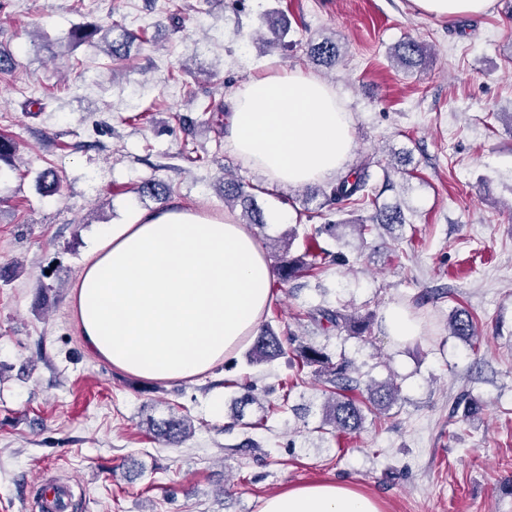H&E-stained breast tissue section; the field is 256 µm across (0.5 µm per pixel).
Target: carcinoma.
<instances>
[{"mask_svg":"<svg viewBox=\"0 0 512 512\" xmlns=\"http://www.w3.org/2000/svg\"><path fill=\"white\" fill-rule=\"evenodd\" d=\"M110 29L100 24H87L77 26L71 31L70 46L86 45L97 48L104 46L112 60H124L129 56L131 41L124 37L120 40L109 38ZM340 55V47L333 37H325L320 42L309 47V57L318 65L332 66ZM393 60L404 68L420 67L425 64L426 49L423 45L412 39L400 42L392 52ZM370 162L361 159L349 170L336 176L325 187L319 189L323 197L319 208L332 209L337 205L359 206L371 204L374 212L369 221H360L348 225L357 239L364 243L366 237L375 230L383 228L387 231L405 224L404 213L398 205H387L378 202L375 187L371 183ZM141 197H151L156 201L166 199L171 193V185L160 179H148L135 188ZM224 205L242 208L247 223L262 234L265 219L255 196L247 190V185L238 179H224ZM340 224H312L306 232V237L312 242L327 234L335 239L340 238L338 230ZM297 236V230L288 233L282 254L279 255L276 272L281 283L287 284L297 278L300 273L307 272L314 276L319 275L332 266L342 267L349 265V258L342 252H333L317 247L316 250H307L296 256L290 255L291 240ZM304 317L322 329H336L353 335H361L370 330L374 315L367 316L346 313L342 309L317 307ZM450 334L473 340L478 335L477 326L471 312L465 308H455L448 319ZM290 356L297 362L299 370L306 368L323 386L325 400L322 405V416L318 431L333 435L350 434L363 427L367 415L384 414L397 403L398 386L389 381L379 382L364 375L355 367L353 361L340 358L335 361L324 348L309 342L295 333L286 338L278 336L273 329L265 324L254 337L251 346L245 353L248 364L258 365L271 362L275 359ZM243 390L237 401L238 417L245 416L244 409L256 402L253 395L254 384L246 381L235 383ZM155 436L170 443L177 444L184 441L192 432V424L188 414L171 412L169 418L155 421L150 420Z\"/></svg>","mask_w":512,"mask_h":512,"instance_id":"carcinoma-1","label":"carcinoma"}]
</instances>
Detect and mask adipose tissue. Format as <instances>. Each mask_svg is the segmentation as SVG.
Masks as SVG:
<instances>
[{
  "instance_id": "obj_1",
  "label": "adipose tissue",
  "mask_w": 512,
  "mask_h": 512,
  "mask_svg": "<svg viewBox=\"0 0 512 512\" xmlns=\"http://www.w3.org/2000/svg\"><path fill=\"white\" fill-rule=\"evenodd\" d=\"M352 115L334 89L298 69L249 80L231 97L224 143L276 184L335 179L353 149ZM273 270L251 225L178 206L103 228L73 297L87 345L113 368L184 380L232 358L274 299ZM261 512H382L337 482L300 485Z\"/></svg>"
}]
</instances>
